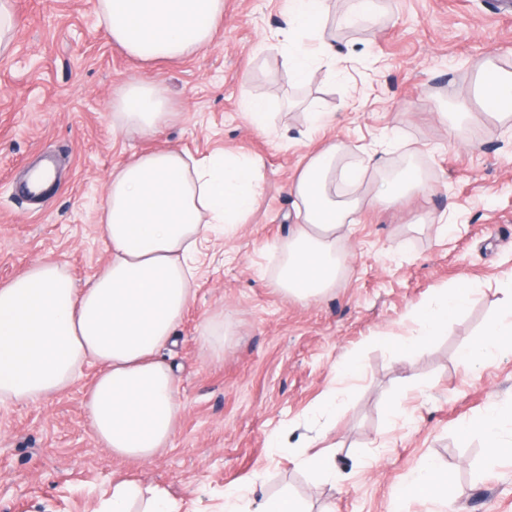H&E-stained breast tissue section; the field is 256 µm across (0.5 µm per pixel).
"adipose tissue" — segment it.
I'll use <instances>...</instances> for the list:
<instances>
[{
  "label": "adipose tissue",
  "mask_w": 512,
  "mask_h": 512,
  "mask_svg": "<svg viewBox=\"0 0 512 512\" xmlns=\"http://www.w3.org/2000/svg\"><path fill=\"white\" fill-rule=\"evenodd\" d=\"M114 45L143 62L177 60L212 46L224 17V0H96ZM329 0H288V39L283 49L295 82L310 81L330 63L335 48L325 20ZM319 42L303 46L304 37ZM496 121L512 119V69L496 58L476 70L467 94L448 99L442 119L450 133L468 129L474 111ZM171 118L164 89L149 80L127 82L112 101V128L144 136ZM344 142L309 155L289 185L296 224L281 245L283 263L275 285L299 300L335 288L347 262L338 245L346 225L364 205L402 203L423 184L407 166L363 193L364 171ZM261 162L237 152L204 158L171 148L133 157L112 172L101 229L111 261L90 284L75 288L65 267L39 261L0 287V402L27 403L67 389L84 366H98L86 400L94 438L110 455L147 461L169 447L180 406L172 364L160 349L194 299L193 256L200 240L232 233L260 200ZM474 291L468 278L436 289L411 312L416 335L403 348L423 346L447 331ZM498 313L479 346L460 351L477 370L512 349V286L504 288ZM97 512H181L179 501L132 479L113 481ZM224 512H306L288 490L260 499L224 496Z\"/></svg>",
  "instance_id": "ef3b65f1"
}]
</instances>
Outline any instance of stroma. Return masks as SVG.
<instances>
[{
    "label": "stroma",
    "instance_id": "stroma-1",
    "mask_svg": "<svg viewBox=\"0 0 512 512\" xmlns=\"http://www.w3.org/2000/svg\"><path fill=\"white\" fill-rule=\"evenodd\" d=\"M381 23L338 25L336 57L296 84L280 46L287 0H224L213 45L143 67L112 43L95 0H11L12 50L0 60V286L33 263L64 264L86 286L112 257L99 215L113 170L133 155L176 147L260 160L262 197L247 223L203 243L195 298L162 358L176 368L181 414L162 454L115 457L88 425V365L64 392L0 404V512H96L118 477L164 487L182 512H222L226 492L254 476L288 489L307 512H389L428 463L447 496H413L409 512H512V423L490 456L472 425L512 405V355L472 372L458 350L478 345L512 279V128L480 119L450 138L439 106L465 92L474 66L512 67V12L500 0H376ZM164 85L175 119L152 138L112 129L126 82ZM268 103L269 131L241 109ZM335 115L313 129L305 114ZM377 150L385 171L409 158L426 185L400 205L362 210L341 246L347 268L306 301L275 286L294 224L288 185L307 154L332 140ZM52 158L57 181L28 197L30 166ZM447 214L448 231L435 218ZM470 278L475 292L448 332L403 349L414 306ZM224 321V353L201 340ZM359 377L346 380L347 363ZM336 407L323 409L328 397Z\"/></svg>",
    "mask_w": 512,
    "mask_h": 512
}]
</instances>
